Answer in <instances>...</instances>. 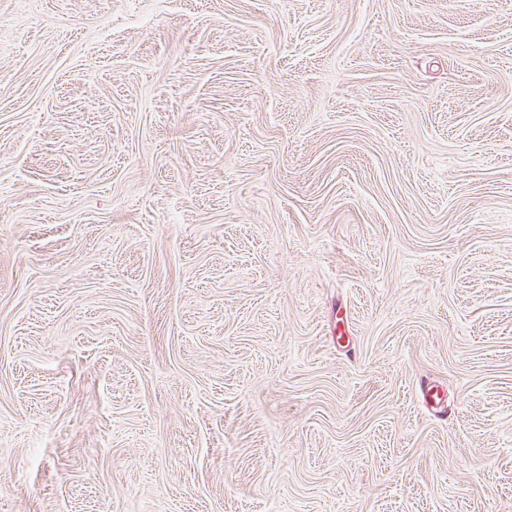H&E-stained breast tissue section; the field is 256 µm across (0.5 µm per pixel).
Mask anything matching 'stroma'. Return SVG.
I'll return each instance as SVG.
<instances>
[{
  "instance_id": "obj_1",
  "label": "stroma",
  "mask_w": 512,
  "mask_h": 512,
  "mask_svg": "<svg viewBox=\"0 0 512 512\" xmlns=\"http://www.w3.org/2000/svg\"><path fill=\"white\" fill-rule=\"evenodd\" d=\"M0 512H512V0H0Z\"/></svg>"
}]
</instances>
